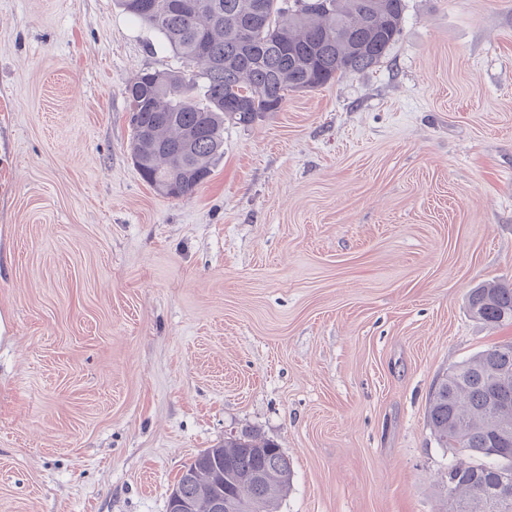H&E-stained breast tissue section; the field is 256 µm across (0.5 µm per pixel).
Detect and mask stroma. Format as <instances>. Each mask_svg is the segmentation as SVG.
I'll use <instances>...</instances> for the list:
<instances>
[{"mask_svg":"<svg viewBox=\"0 0 512 512\" xmlns=\"http://www.w3.org/2000/svg\"><path fill=\"white\" fill-rule=\"evenodd\" d=\"M377 67L145 183L125 87L180 62L116 0H0V512H167L250 429L279 512H446L437 379L512 342V0H405ZM471 314L492 325L512 324V283H487L468 297Z\"/></svg>","mask_w":512,"mask_h":512,"instance_id":"obj_1","label":"stroma"}]
</instances>
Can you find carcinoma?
<instances>
[{"mask_svg": "<svg viewBox=\"0 0 512 512\" xmlns=\"http://www.w3.org/2000/svg\"><path fill=\"white\" fill-rule=\"evenodd\" d=\"M160 34L183 71L144 70L126 86L130 152L141 178L194 194L224 149V124L247 127L281 110L288 92L312 91L377 66L403 30L404 0H118ZM471 314L512 324V283H487L468 297ZM427 426L448 462V498L459 512H499L487 491L512 478V342L454 365L429 397ZM261 440L263 450L252 449ZM221 470L243 499L238 512H277L293 470L280 446L243 431L207 448L176 488L196 512L224 495ZM264 479L257 483L254 474Z\"/></svg>", "mask_w": 512, "mask_h": 512, "instance_id": "obj_1", "label": "carcinoma"}]
</instances>
